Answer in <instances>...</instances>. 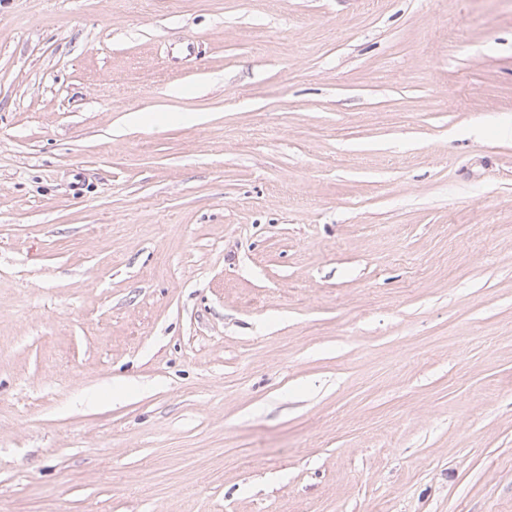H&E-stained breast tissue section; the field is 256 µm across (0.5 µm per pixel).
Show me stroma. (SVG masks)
Masks as SVG:
<instances>
[{"label": "stroma", "mask_w": 512, "mask_h": 512, "mask_svg": "<svg viewBox=\"0 0 512 512\" xmlns=\"http://www.w3.org/2000/svg\"><path fill=\"white\" fill-rule=\"evenodd\" d=\"M0 512H512V0H0Z\"/></svg>", "instance_id": "35a3bbf8"}]
</instances>
